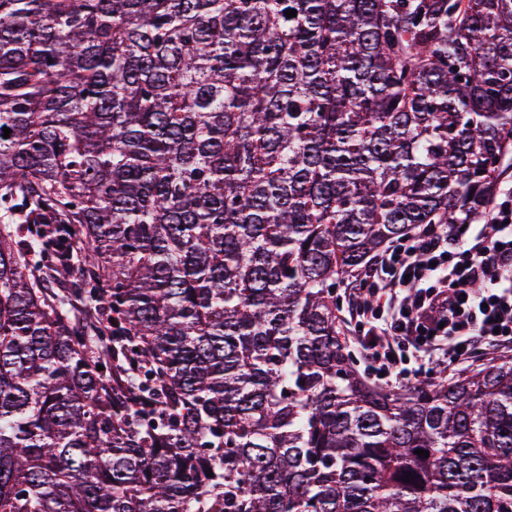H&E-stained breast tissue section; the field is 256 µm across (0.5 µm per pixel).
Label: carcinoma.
I'll return each mask as SVG.
<instances>
[{"label":"carcinoma","instance_id":"cac0c4a2","mask_svg":"<svg viewBox=\"0 0 512 512\" xmlns=\"http://www.w3.org/2000/svg\"><path fill=\"white\" fill-rule=\"evenodd\" d=\"M510 154L512 0H0V512H512V355L336 307Z\"/></svg>","mask_w":512,"mask_h":512}]
</instances>
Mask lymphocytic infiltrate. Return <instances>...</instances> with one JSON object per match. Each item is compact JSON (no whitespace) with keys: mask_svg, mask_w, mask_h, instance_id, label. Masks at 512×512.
<instances>
[{"mask_svg":"<svg viewBox=\"0 0 512 512\" xmlns=\"http://www.w3.org/2000/svg\"><path fill=\"white\" fill-rule=\"evenodd\" d=\"M356 341L385 379L421 380L512 350V198L482 223L428 224L390 245L351 293Z\"/></svg>","mask_w":512,"mask_h":512,"instance_id":"1","label":"lymphocytic infiltrate"}]
</instances>
